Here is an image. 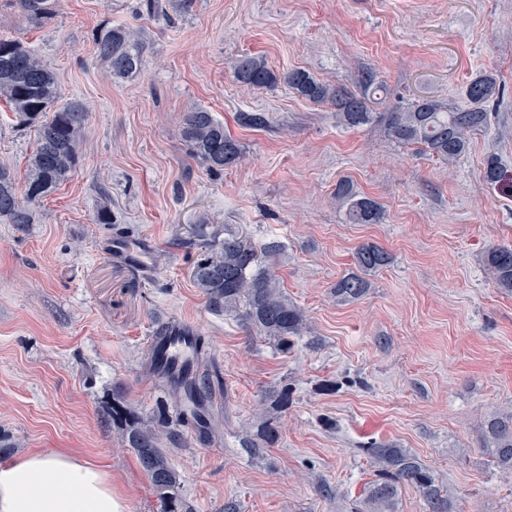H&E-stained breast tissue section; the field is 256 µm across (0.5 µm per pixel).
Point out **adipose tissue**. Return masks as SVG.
I'll use <instances>...</instances> for the list:
<instances>
[{
  "mask_svg": "<svg viewBox=\"0 0 512 512\" xmlns=\"http://www.w3.org/2000/svg\"><path fill=\"white\" fill-rule=\"evenodd\" d=\"M0 512H124L108 470L65 451L0 463Z\"/></svg>",
  "mask_w": 512,
  "mask_h": 512,
  "instance_id": "ef3b65f1",
  "label": "adipose tissue"
}]
</instances>
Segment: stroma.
<instances>
[{
	"label": "stroma",
	"instance_id": "obj_1",
	"mask_svg": "<svg viewBox=\"0 0 512 512\" xmlns=\"http://www.w3.org/2000/svg\"><path fill=\"white\" fill-rule=\"evenodd\" d=\"M142 0H59L54 19L23 20L0 0V38L34 49L63 101L88 113L76 168L20 228L0 221V436L11 455L66 448L102 464L125 512H162L136 454L103 413L115 386L151 420L169 402L147 371L155 318L198 329L224 374L202 446L167 448L180 494L195 512H355L378 467L371 441L411 449L437 477L454 512H512V475L490 464L485 422L512 410V294L485 264L512 244V0H198L195 12L150 16ZM137 30L148 65L115 81L93 33ZM260 56L279 74L303 69L357 90L369 70L386 88L373 111L420 95L465 105L480 74L496 78L487 128L450 165L397 144L376 127L346 128L330 106L286 84L247 88L235 62ZM201 106L242 145L238 166L215 174L180 136ZM244 112H264L262 129ZM36 131L0 101V166L23 176ZM497 155L509 177L488 185ZM380 203L378 224H350L336 185ZM108 206L114 225L96 223ZM277 240L275 273L310 324L294 351L247 335L211 312L192 281L201 246L181 248L193 224ZM151 237L153 272L113 260L100 246L115 228ZM391 256L358 300L337 281L360 245ZM288 388L286 410L258 409L261 393ZM279 430L260 457L240 446L263 422Z\"/></svg>",
	"mask_w": 512,
	"mask_h": 512
}]
</instances>
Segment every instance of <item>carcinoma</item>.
Here are the masks:
<instances>
[{"mask_svg":"<svg viewBox=\"0 0 512 512\" xmlns=\"http://www.w3.org/2000/svg\"><path fill=\"white\" fill-rule=\"evenodd\" d=\"M20 14L29 22H46L55 16L58 0H14ZM96 56L107 67L112 79L123 81L139 75L145 68L146 48L133 29L123 25H103L94 35ZM237 82L252 88L268 87L283 81L306 100L334 107L338 122L355 128L375 125L390 140L402 145H417L430 156L451 164L469 148L470 134L488 125L486 104L494 97L496 79L482 74L465 88L468 107L445 106L430 96H420L405 106L388 112H373L371 96L385 91L370 71L361 74V92L326 85L301 69L277 75L264 59L241 58L234 69ZM0 99L5 100L15 117L36 127L35 148L28 159L23 179L0 168V218L18 227L32 222L33 207L55 191L79 161V149L87 112L77 102H60L54 73L38 54L15 39L0 38ZM181 137L190 154L210 171L237 165L242 159L240 142L224 130V123L212 112L198 107L184 113ZM502 164L491 154L484 165L483 178L489 185L501 180ZM336 198L346 208L351 224H379L383 210L375 200L358 195L348 181L336 185ZM282 250L277 241L256 246L243 234L224 227L220 248L198 259L192 280L216 312L233 313L249 335L261 336L281 352L295 347L296 339L309 330L306 311L280 288L270 260ZM386 250L371 243L357 248L355 270L344 275L334 288L344 300L361 298L369 288L366 275L390 263ZM488 275L496 287L512 293V246H491L484 256ZM178 329L175 320L157 318L153 322L149 371L167 385L175 406L189 407L195 419V439L201 445L211 442L213 428L204 408L224 393V377L212 363L186 376L175 375L161 366V341ZM272 408L288 409L290 391L280 388L265 396ZM112 423L119 429L122 443L133 449L147 474L163 512H192L179 494L180 475L160 448L156 428L166 430L168 443L183 440L188 427L186 413L171 415L165 407L158 412L156 425H149L125 405L124 393L112 390ZM278 431L270 426L245 432L241 447L260 455ZM483 448L492 464L512 474V412L501 413L485 424ZM365 453L378 466L377 479L367 488L360 502L361 512H396L398 490L407 483L417 489L429 512H452V505L441 495L432 471L408 448L391 442H371Z\"/></svg>","mask_w":512,"mask_h":512,"instance_id":"cac0c4a2","label":"carcinoma"}]
</instances>
